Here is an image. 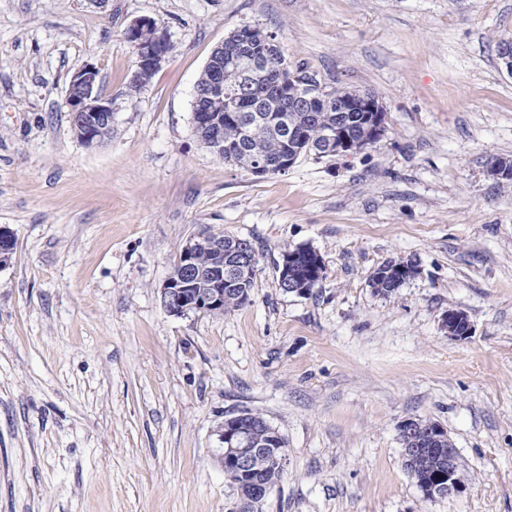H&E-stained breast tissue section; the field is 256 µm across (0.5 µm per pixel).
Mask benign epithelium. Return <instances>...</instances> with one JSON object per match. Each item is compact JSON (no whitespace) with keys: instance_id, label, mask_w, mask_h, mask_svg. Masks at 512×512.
<instances>
[{"instance_id":"obj_1","label":"benign epithelium","mask_w":512,"mask_h":512,"mask_svg":"<svg viewBox=\"0 0 512 512\" xmlns=\"http://www.w3.org/2000/svg\"><path fill=\"white\" fill-rule=\"evenodd\" d=\"M126 38L136 53V67L133 70L129 87L136 91L145 85L144 75L155 73L168 61L173 52V45L166 32L159 28L150 18L134 20L126 30ZM280 52L277 42L268 39L267 54L257 56L252 53L245 35H240L226 54L209 58L205 70L204 83L195 86L193 106H203L207 112H222L226 109L234 112V119L242 126L243 137H249V128L257 120L263 119L258 114H244L240 107L241 90L224 87V65L240 70L241 85L246 88L255 84L257 77L270 75L267 55ZM288 73L286 68L277 70L273 81L275 96L290 103L293 108L305 110L307 103L313 101L316 86L308 85V95H291L288 92ZM336 97V124L323 128L313 140L305 139L304 132L292 125L288 115L277 119L280 131L288 139L305 147L306 153L317 158L340 157L356 154L365 150L366 140L378 141L386 132V111L383 104L371 94L359 90H338ZM67 111L71 113L72 128L77 138L86 146L99 145L97 132L104 124L112 123V100L105 98L100 90L99 70L88 64L75 72L68 84L65 101ZM358 112V122L364 127L365 137L356 138L350 133V113ZM249 156L247 170L254 176H267L286 171L296 164L298 155L282 157L271 162L257 152L241 149ZM213 240L210 233L200 234L188 241L182 255L181 275L176 279L168 278L161 288L162 303L166 311L174 316H183L189 312H206V309L224 302L222 285L238 286L248 280L257 270V256L244 252L235 244L229 245L222 264L215 266L208 274L194 268V256L197 251ZM323 261L318 259L311 267V278L300 280L288 274V292L305 295L322 278ZM443 324L448 329V336L454 339H466L471 334L472 326L467 314L458 309H450L443 316ZM399 435L408 439L420 432L425 435L428 445L448 444L447 452V495L463 492L465 485L458 473L457 450L448 438L447 432L440 425L408 418L400 422ZM250 422L244 415L224 420L219 429V440L223 448L219 449L217 458L222 467L230 468L241 474H252L259 470L262 462L268 458L267 448L252 446Z\"/></svg>"}]
</instances>
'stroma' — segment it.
Wrapping results in <instances>:
<instances>
[{"mask_svg":"<svg viewBox=\"0 0 512 512\" xmlns=\"http://www.w3.org/2000/svg\"><path fill=\"white\" fill-rule=\"evenodd\" d=\"M174 52L139 91L127 26ZM326 90L375 93L381 140L256 177L203 146L196 82L241 26ZM512 0H0V512H236L218 428L244 412L287 440L259 512H512ZM98 67L112 137L64 102ZM250 240V300L173 316L160 288L190 238ZM325 274L283 292L284 251ZM389 260L415 278L383 296ZM471 335L453 340L448 309ZM440 424L466 485L425 497L398 426ZM443 324L445 329H448V336L454 339H466L472 331L467 314L458 309H448L443 316Z\"/></svg>","mask_w":512,"mask_h":512,"instance_id":"obj_1","label":"stroma"}]
</instances>
